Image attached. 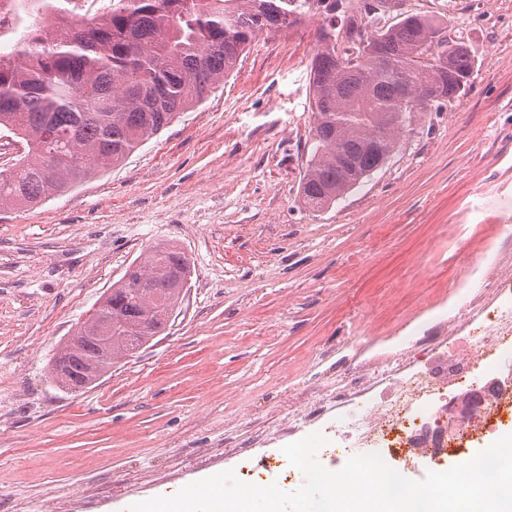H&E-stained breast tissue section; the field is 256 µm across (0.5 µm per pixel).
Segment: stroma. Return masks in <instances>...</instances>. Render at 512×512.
<instances>
[{
  "mask_svg": "<svg viewBox=\"0 0 512 512\" xmlns=\"http://www.w3.org/2000/svg\"><path fill=\"white\" fill-rule=\"evenodd\" d=\"M469 42L458 98L416 113L385 165L307 208L320 18L259 36L200 105L35 207L0 205V512L68 498L122 512L282 443L252 446L326 356L372 355L428 305L457 314L465 255L512 222V0H406ZM179 244L168 329L80 393L47 374L141 251Z\"/></svg>",
  "mask_w": 512,
  "mask_h": 512,
  "instance_id": "stroma-1",
  "label": "stroma"
}]
</instances>
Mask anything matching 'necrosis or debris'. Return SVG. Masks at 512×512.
Returning <instances> with one entry per match:
<instances>
[{"label":"necrosis or debris","mask_w":512,"mask_h":512,"mask_svg":"<svg viewBox=\"0 0 512 512\" xmlns=\"http://www.w3.org/2000/svg\"><path fill=\"white\" fill-rule=\"evenodd\" d=\"M495 249V240L483 245L475 267L487 286L466 294L448 336L431 343L415 325L320 392V408L338 412L323 430L333 465L377 453L398 471L440 472L448 458L464 456L471 433L494 432L512 413V276L496 275ZM452 384L472 409L454 423L446 410Z\"/></svg>","instance_id":"4bbe7bcc"}]
</instances>
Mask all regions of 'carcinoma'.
Returning <instances> with one entry per match:
<instances>
[{
  "label": "carcinoma",
  "instance_id": "obj_1",
  "mask_svg": "<svg viewBox=\"0 0 512 512\" xmlns=\"http://www.w3.org/2000/svg\"><path fill=\"white\" fill-rule=\"evenodd\" d=\"M381 0H110L98 22L51 33L34 27L0 58V128L28 152L0 171V202L34 206L118 165L143 140L206 100L256 36L324 16L309 74L314 153L301 179L304 204L330 207L382 167L395 133L415 112L455 98L476 69L468 44L439 40L443 21L408 14L391 25L371 16ZM357 58L352 74L345 61ZM186 252L156 244L104 293L74 332L112 322V346H61L53 376L74 392L94 387L131 336L164 332L190 280Z\"/></svg>",
  "mask_w": 512,
  "mask_h": 512
}]
</instances>
